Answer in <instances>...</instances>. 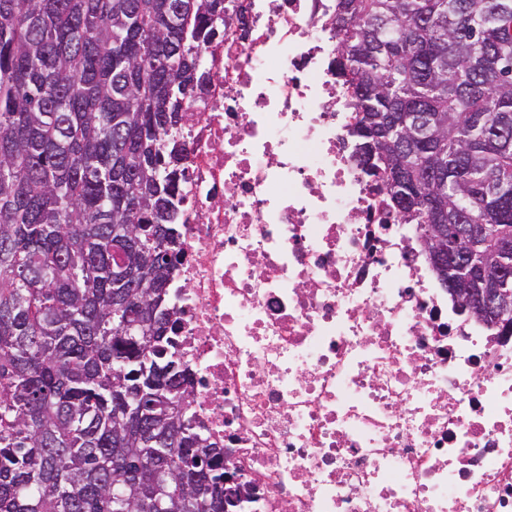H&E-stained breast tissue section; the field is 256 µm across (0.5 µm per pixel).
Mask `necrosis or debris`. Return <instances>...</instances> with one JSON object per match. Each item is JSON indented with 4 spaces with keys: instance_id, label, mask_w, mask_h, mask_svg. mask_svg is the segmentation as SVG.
Masks as SVG:
<instances>
[{
    "instance_id": "4bbe7bcc",
    "label": "necrosis or debris",
    "mask_w": 512,
    "mask_h": 512,
    "mask_svg": "<svg viewBox=\"0 0 512 512\" xmlns=\"http://www.w3.org/2000/svg\"><path fill=\"white\" fill-rule=\"evenodd\" d=\"M182 114L170 285L231 512H512V333L461 309L360 164L335 0H230Z\"/></svg>"
}]
</instances>
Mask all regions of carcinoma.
<instances>
[{
    "label": "carcinoma",
    "mask_w": 512,
    "mask_h": 512,
    "mask_svg": "<svg viewBox=\"0 0 512 512\" xmlns=\"http://www.w3.org/2000/svg\"><path fill=\"white\" fill-rule=\"evenodd\" d=\"M216 2L0 0V512H224L192 410L155 416L190 387L166 113L206 84ZM333 25L362 164L460 239L452 275L512 290V0H336Z\"/></svg>",
    "instance_id": "obj_1"
}]
</instances>
